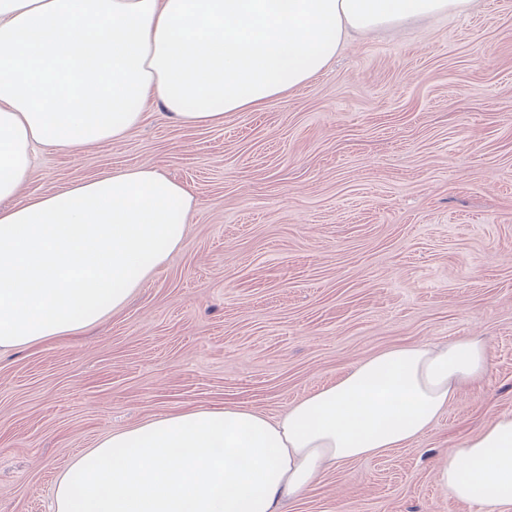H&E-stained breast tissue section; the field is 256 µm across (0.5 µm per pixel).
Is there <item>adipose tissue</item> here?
<instances>
[{
  "instance_id": "obj_1",
  "label": "adipose tissue",
  "mask_w": 512,
  "mask_h": 512,
  "mask_svg": "<svg viewBox=\"0 0 512 512\" xmlns=\"http://www.w3.org/2000/svg\"><path fill=\"white\" fill-rule=\"evenodd\" d=\"M473 0H0V350L82 330L121 309L180 248L197 201L148 165L25 202L36 147L123 140L155 102L192 126L258 111L319 75L351 30ZM475 337L400 344L277 418L239 404L112 433L62 474L54 512H281L324 469L402 448L484 377ZM477 512H512V413L436 470Z\"/></svg>"
}]
</instances>
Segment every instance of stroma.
Here are the masks:
<instances>
[{"mask_svg":"<svg viewBox=\"0 0 512 512\" xmlns=\"http://www.w3.org/2000/svg\"><path fill=\"white\" fill-rule=\"evenodd\" d=\"M152 165L197 200L118 311L0 353V512H52L112 432L234 402L275 418L401 343L478 336L491 368L405 448L322 471L285 512H472L436 466L512 413V0L345 39L260 112L38 150L18 200Z\"/></svg>","mask_w":512,"mask_h":512,"instance_id":"obj_1","label":"stroma"}]
</instances>
